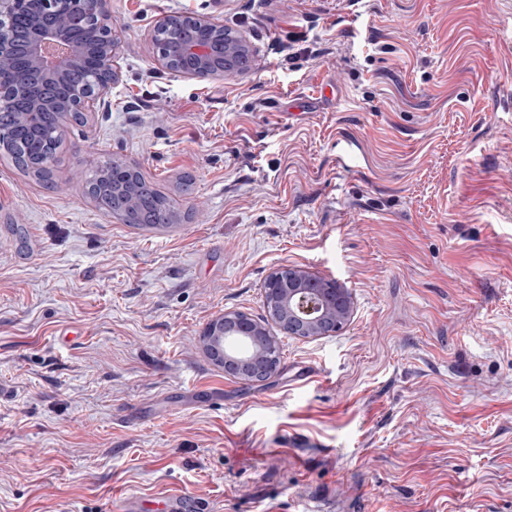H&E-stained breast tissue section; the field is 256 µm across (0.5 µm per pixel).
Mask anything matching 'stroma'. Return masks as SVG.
<instances>
[{"label":"stroma","instance_id":"1","mask_svg":"<svg viewBox=\"0 0 512 512\" xmlns=\"http://www.w3.org/2000/svg\"><path fill=\"white\" fill-rule=\"evenodd\" d=\"M120 77L51 182L0 156V512H512V0H107ZM256 48L176 78L167 15ZM306 33L291 44L287 27ZM119 159L182 215L87 194ZM297 266L351 294L259 382L202 343Z\"/></svg>","mask_w":512,"mask_h":512}]
</instances>
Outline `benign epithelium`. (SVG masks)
<instances>
[{"label":"benign epithelium","mask_w":512,"mask_h":512,"mask_svg":"<svg viewBox=\"0 0 512 512\" xmlns=\"http://www.w3.org/2000/svg\"><path fill=\"white\" fill-rule=\"evenodd\" d=\"M191 31L173 46L155 48L157 62L187 79L223 77L242 63L253 64L256 49L241 34L224 38V25L184 15ZM19 58L28 68L24 82L0 87V111L28 120L54 113L56 125L84 119L105 104L119 79L118 43L106 0H0V66ZM91 66L94 81L73 85L68 73ZM275 320L288 335L316 339L348 323L353 300L299 267L277 268L264 283ZM207 350L224 371L262 381L280 365L275 337L259 323L236 313L213 319L204 333Z\"/></svg>","instance_id":"obj_1"}]
</instances>
